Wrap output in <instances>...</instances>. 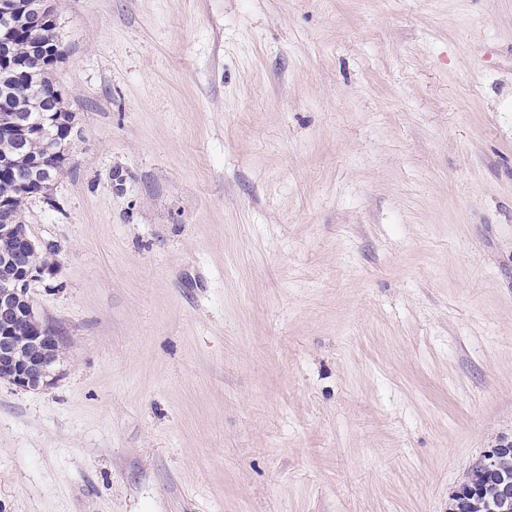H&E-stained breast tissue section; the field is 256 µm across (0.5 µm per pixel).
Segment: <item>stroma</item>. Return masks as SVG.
<instances>
[{
	"label": "stroma",
	"mask_w": 512,
	"mask_h": 512,
	"mask_svg": "<svg viewBox=\"0 0 512 512\" xmlns=\"http://www.w3.org/2000/svg\"><path fill=\"white\" fill-rule=\"evenodd\" d=\"M66 338L0 512H448L512 442V0H58Z\"/></svg>",
	"instance_id": "stroma-1"
}]
</instances>
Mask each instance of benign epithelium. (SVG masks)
<instances>
[{"instance_id":"7a95c632","label":"benign epithelium","mask_w":512,"mask_h":512,"mask_svg":"<svg viewBox=\"0 0 512 512\" xmlns=\"http://www.w3.org/2000/svg\"><path fill=\"white\" fill-rule=\"evenodd\" d=\"M56 0H0V61L15 55L14 29L22 30L31 51L49 54L58 63L61 43L43 40L45 28L56 16ZM50 122L63 129L65 138L50 151L57 163L37 159L21 148L0 157V166L11 170L18 185L30 196L46 198L57 183V173L71 165L74 145L82 130L76 113L67 109L61 90L43 74L42 64L25 71V93ZM3 136L36 133L31 115L17 108L8 113ZM14 198L0 201V381L21 390H44L57 377L65 343L40 314L30 296L31 283L50 275V248L33 239L15 215Z\"/></svg>"}]
</instances>
